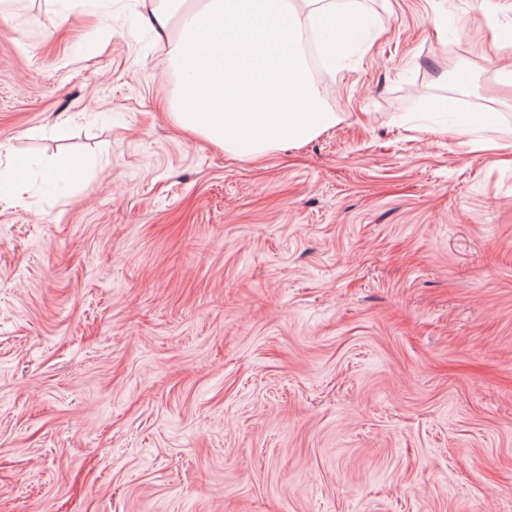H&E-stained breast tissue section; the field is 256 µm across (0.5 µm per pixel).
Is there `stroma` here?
<instances>
[{
  "label": "stroma",
  "instance_id": "obj_1",
  "mask_svg": "<svg viewBox=\"0 0 512 512\" xmlns=\"http://www.w3.org/2000/svg\"><path fill=\"white\" fill-rule=\"evenodd\" d=\"M336 126L259 160L167 118L144 0L0 17V512H512V0H354ZM69 120L65 137L53 125ZM29 164L17 157L10 165L0 167V203L18 204L24 191ZM82 172V167L77 161L63 157L44 171V177L49 183L62 187L77 182Z\"/></svg>",
  "mask_w": 512,
  "mask_h": 512
}]
</instances>
